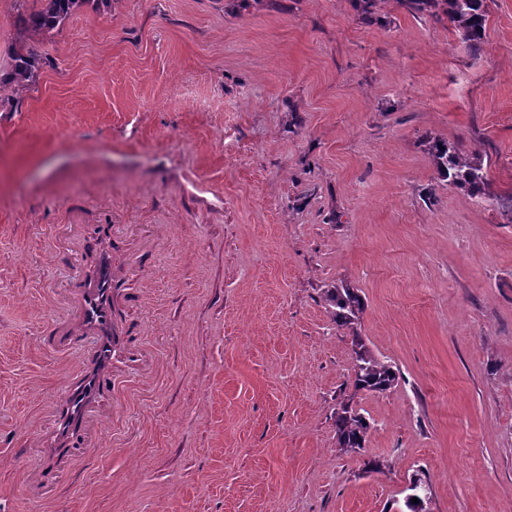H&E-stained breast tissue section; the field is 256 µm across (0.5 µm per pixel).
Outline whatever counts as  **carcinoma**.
<instances>
[{
  "mask_svg": "<svg viewBox=\"0 0 512 512\" xmlns=\"http://www.w3.org/2000/svg\"><path fill=\"white\" fill-rule=\"evenodd\" d=\"M94 1L110 5L112 0H37L29 7L21 3L15 26L20 41L7 68L0 69V92L33 81L41 58L28 43L34 35L60 29L71 14L82 5ZM448 22L468 42L469 49L479 54L484 42L488 21V0H444ZM436 158L438 176L450 185L466 189L475 199L487 196V170L477 153L466 154L454 144L442 140L428 142ZM329 313L336 326L350 328L359 319L364 302L359 289L348 285H330L324 289ZM354 363L352 379L355 388L384 393L398 385L399 372L370 351L360 336L353 337ZM370 433V423L360 412L344 403L336 412V436L340 448L347 451L364 447Z\"/></svg>",
  "mask_w": 512,
  "mask_h": 512,
  "instance_id": "carcinoma-1",
  "label": "carcinoma"
}]
</instances>
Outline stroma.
I'll return each mask as SVG.
<instances>
[{
	"label": "stroma",
	"mask_w": 512,
	"mask_h": 512,
	"mask_svg": "<svg viewBox=\"0 0 512 512\" xmlns=\"http://www.w3.org/2000/svg\"><path fill=\"white\" fill-rule=\"evenodd\" d=\"M112 0L0 93V512H512V0L471 55L442 9ZM483 155L489 200L428 142ZM90 224L123 257L120 384L55 418ZM358 288L354 329L327 286ZM400 374L355 389L352 339ZM350 404L372 429L336 441ZM379 470H367L368 460ZM370 423L360 412L344 403L336 412V436L340 448L346 451L364 448L370 433Z\"/></svg>",
	"instance_id": "35a3bbf8"
}]
</instances>
